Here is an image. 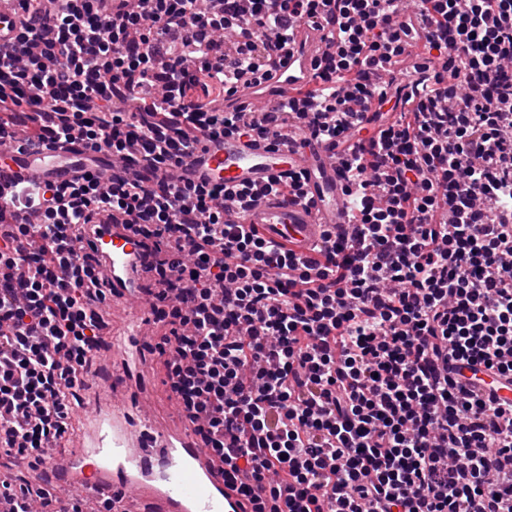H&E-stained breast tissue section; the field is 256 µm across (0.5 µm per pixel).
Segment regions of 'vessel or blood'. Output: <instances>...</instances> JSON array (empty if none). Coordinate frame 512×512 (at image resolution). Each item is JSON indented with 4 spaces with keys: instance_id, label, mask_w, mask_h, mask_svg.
I'll list each match as a JSON object with an SVG mask.
<instances>
[{
    "instance_id": "vessel-or-blood-1",
    "label": "vessel or blood",
    "mask_w": 512,
    "mask_h": 512,
    "mask_svg": "<svg viewBox=\"0 0 512 512\" xmlns=\"http://www.w3.org/2000/svg\"><path fill=\"white\" fill-rule=\"evenodd\" d=\"M331 41L329 31L300 23L293 42L281 50L260 85L241 87L224 100L225 110H254L268 103L301 98L314 87L317 61ZM331 143L308 141L305 132L288 127L270 138L227 136L203 140L183 167L185 178L232 188L247 183L263 186L288 171L303 172L306 197L292 201L260 196L246 209L228 206L226 221L253 224L265 237L296 253L321 244L329 225L347 223L344 179ZM91 172L121 170L111 156L73 145L47 144L17 148L0 165V204L14 196L19 182L68 179L74 168ZM126 224L99 221L84 227V238L112 291V309L120 326L101 331L103 352L99 376L102 400L88 410L87 428L76 444L63 448L58 466L38 471L48 487L79 486L84 492H120L126 512H244L245 502L224 484V472L202 448L183 421L162 423L145 410L154 386L143 356L146 337L157 329L144 306L143 290L152 273Z\"/></svg>"
}]
</instances>
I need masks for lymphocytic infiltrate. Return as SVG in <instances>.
Returning <instances> with one entry per match:
<instances>
[{
  "label": "lymphocytic infiltrate",
  "instance_id": "lymphocytic-infiltrate-1",
  "mask_svg": "<svg viewBox=\"0 0 512 512\" xmlns=\"http://www.w3.org/2000/svg\"><path fill=\"white\" fill-rule=\"evenodd\" d=\"M0 47V147L81 143L136 177L23 187L0 206V451L67 441L112 298L80 243L101 213L152 257L169 398L246 512H512V0H18ZM336 41L301 100L246 119L296 24ZM427 57L379 86L408 45ZM368 116L354 117V105ZM44 125L31 126L32 113ZM301 124L343 155L353 222L304 257L224 220L263 187L185 180L202 137ZM35 209L38 224L15 214ZM0 512H87L0 478Z\"/></svg>",
  "mask_w": 512,
  "mask_h": 512
}]
</instances>
